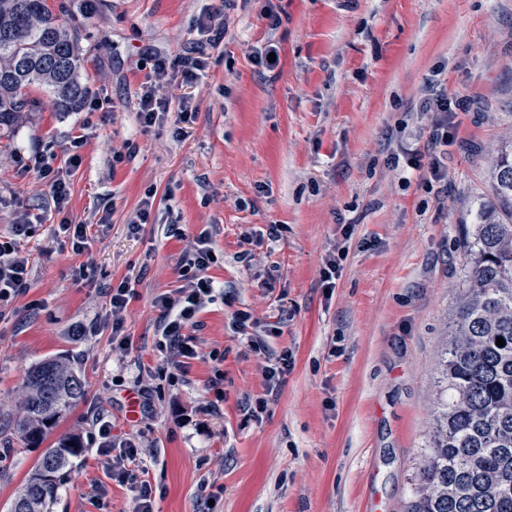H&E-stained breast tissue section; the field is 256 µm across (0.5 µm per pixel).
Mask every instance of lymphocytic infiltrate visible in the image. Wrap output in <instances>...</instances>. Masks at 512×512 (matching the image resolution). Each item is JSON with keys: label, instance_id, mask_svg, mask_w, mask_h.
I'll return each instance as SVG.
<instances>
[{"label": "lymphocytic infiltrate", "instance_id": "f902f5d3", "mask_svg": "<svg viewBox=\"0 0 512 512\" xmlns=\"http://www.w3.org/2000/svg\"><path fill=\"white\" fill-rule=\"evenodd\" d=\"M427 111L433 112L430 136L425 147L408 149L404 154L407 168L420 171L427 183L446 184L447 173L442 160V149L452 142L458 111L463 110L464 100L452 97L443 80L432 78L423 88ZM32 169L45 180L54 206L62 219L60 228L67 233L75 251H83L87 240V227L70 223L63 212L69 200L68 181L63 171L51 168L42 158H34ZM33 223L20 218L12 226L10 237L0 238V305L11 302L24 294L28 287L30 258L21 243L28 238ZM219 257L210 244L207 233H200L188 250L178 269L180 288L156 297L154 304L160 312L158 345L169 354L174 370H181L187 360L197 355V344L190 331L197 325L196 316L207 305L215 303L219 294L209 269L217 265ZM97 453L113 480L131 485L134 496L133 512H154L150 482L145 468L140 467L141 448L134 440L115 442L112 425L104 417H96Z\"/></svg>", "mask_w": 512, "mask_h": 512}]
</instances>
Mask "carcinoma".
I'll return each instance as SVG.
<instances>
[{
  "label": "carcinoma",
  "mask_w": 512,
  "mask_h": 512,
  "mask_svg": "<svg viewBox=\"0 0 512 512\" xmlns=\"http://www.w3.org/2000/svg\"><path fill=\"white\" fill-rule=\"evenodd\" d=\"M81 69L75 29L47 0H0L1 133L33 109L23 95L31 87L47 89L58 112L80 111L88 93ZM488 179L491 197L476 202L461 240L462 283L438 355L436 427L404 512H512V141L497 150ZM84 397L72 366L42 360L26 374L12 431L36 448ZM82 453L75 436L44 449L10 512H50Z\"/></svg>",
  "instance_id": "cac0c4a2"
}]
</instances>
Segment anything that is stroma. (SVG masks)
<instances>
[{
  "instance_id": "35a3bbf8",
  "label": "stroma",
  "mask_w": 512,
  "mask_h": 512,
  "mask_svg": "<svg viewBox=\"0 0 512 512\" xmlns=\"http://www.w3.org/2000/svg\"><path fill=\"white\" fill-rule=\"evenodd\" d=\"M48 3L78 31L96 106L58 112L47 92L30 89L34 110L0 139V236L22 213L39 218L24 243L30 287L0 308V414L16 412L41 360L69 359L84 379L85 400L45 440L76 435L84 445L51 512H132L129 486L112 481L96 453L98 413L114 439L139 440L155 512H198L209 492L220 495L218 512H403L433 424L464 225L490 195L494 152L512 139V0ZM218 8L229 33L212 47L199 22ZM270 11L282 18L274 30ZM268 41L280 54L271 70L250 56ZM192 46L205 49L203 77L160 90L171 109L142 128L152 56ZM438 71L466 102L444 192L382 151L389 130L396 152L425 143L422 88ZM182 102L195 118L180 137L173 109ZM35 155L68 170L65 213L35 172H21ZM150 189V222L132 231ZM64 217L88 225L83 252L59 233ZM204 231L224 298L199 314L198 355L173 383L154 299L178 287V262ZM337 248L346 257L329 292L321 273ZM124 280L133 347L121 354L102 320ZM240 313L259 350L234 333ZM76 324L89 335L70 336ZM284 350L293 359L286 380L252 417L263 367ZM214 351L224 355V400L208 413ZM140 388L150 403L131 420L125 399ZM40 455L18 440L0 445V512Z\"/></svg>"
}]
</instances>
